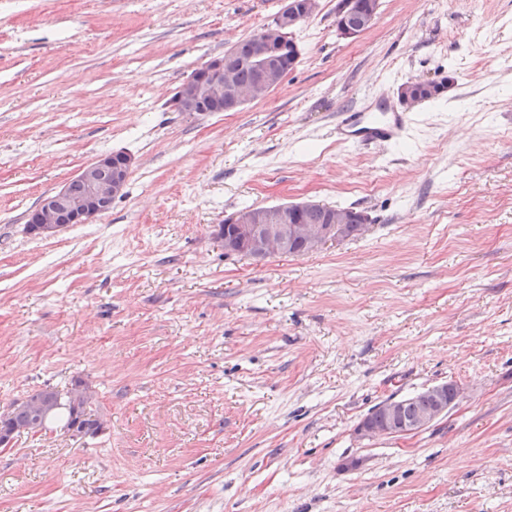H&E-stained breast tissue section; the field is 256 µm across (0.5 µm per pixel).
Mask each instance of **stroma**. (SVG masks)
<instances>
[{"instance_id":"obj_1","label":"stroma","mask_w":512,"mask_h":512,"mask_svg":"<svg viewBox=\"0 0 512 512\" xmlns=\"http://www.w3.org/2000/svg\"><path fill=\"white\" fill-rule=\"evenodd\" d=\"M282 0H0V410L82 385L103 428L0 447V512H512V0H336L266 99L189 115L193 70ZM408 105L399 142L330 130ZM136 164L91 224L29 234L98 156ZM314 200L369 217L302 255L228 254L225 215ZM447 415L356 438L444 383ZM376 0H338L336 1V20L348 16L351 12L353 5V17L352 20H356L360 25L367 26L372 24L375 15H372V9L370 5ZM378 1L375 2L374 12H377Z\"/></svg>"}]
</instances>
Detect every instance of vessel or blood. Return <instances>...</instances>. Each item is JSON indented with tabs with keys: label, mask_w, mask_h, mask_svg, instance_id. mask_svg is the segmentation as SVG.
Here are the masks:
<instances>
[{
	"label": "vessel or blood",
	"mask_w": 512,
	"mask_h": 512,
	"mask_svg": "<svg viewBox=\"0 0 512 512\" xmlns=\"http://www.w3.org/2000/svg\"><path fill=\"white\" fill-rule=\"evenodd\" d=\"M410 123L409 113L386 102L377 112L366 107L340 113L336 120V134L349 145L371 146L397 140Z\"/></svg>",
	"instance_id": "1"
}]
</instances>
